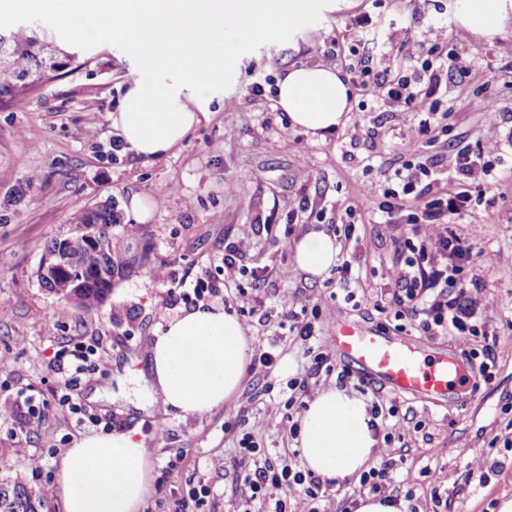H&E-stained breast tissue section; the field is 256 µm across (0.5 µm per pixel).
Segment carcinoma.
<instances>
[{"label":"carcinoma","mask_w":512,"mask_h":512,"mask_svg":"<svg viewBox=\"0 0 512 512\" xmlns=\"http://www.w3.org/2000/svg\"><path fill=\"white\" fill-rule=\"evenodd\" d=\"M42 29L39 22L21 23L8 32H0V98L14 96L37 86L43 79L76 61L78 54L61 48L55 38L47 35L39 38L36 31ZM119 217L112 202L95 208L80 209L66 234V244L74 259V265L82 266L89 242L80 232L81 226L94 224L97 233L107 242V248L96 262L106 274L119 266L123 255L112 241V225ZM86 287L78 292L77 307L92 311L99 307L108 293L112 292L107 281L94 275L85 281ZM0 512H50L47 494L32 491L17 479L0 480Z\"/></svg>","instance_id":"carcinoma-1"}]
</instances>
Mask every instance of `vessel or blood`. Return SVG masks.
I'll list each match as a JSON object with an SVG mask.
<instances>
[{
    "label": "vessel or blood",
    "mask_w": 512,
    "mask_h": 512,
    "mask_svg": "<svg viewBox=\"0 0 512 512\" xmlns=\"http://www.w3.org/2000/svg\"><path fill=\"white\" fill-rule=\"evenodd\" d=\"M329 342L337 354L382 379L396 393L430 397L462 378L453 359L418 357L402 343L361 326L334 323Z\"/></svg>",
    "instance_id": "obj_1"
}]
</instances>
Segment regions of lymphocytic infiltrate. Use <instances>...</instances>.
Returning a JSON list of instances; mask_svg holds the SVG:
<instances>
[{
  "label": "lymphocytic infiltrate",
  "instance_id": "lymphocytic-infiltrate-1",
  "mask_svg": "<svg viewBox=\"0 0 512 512\" xmlns=\"http://www.w3.org/2000/svg\"><path fill=\"white\" fill-rule=\"evenodd\" d=\"M475 51L467 44L444 52L441 44L426 51L420 68L412 76L390 80L386 92L390 102L412 109L420 117L415 139L422 144L434 143L435 105L433 97L443 80L459 74L474 84H486L488 73L475 67ZM497 144H488L484 153L463 152L451 164L460 177L455 181L444 178L442 171L430 172L431 182L438 188L433 196L422 202L419 212L410 214L409 221L417 228L416 239L400 242L403 263L393 271L395 291L391 297L374 299V309L393 310L396 319L415 324L424 332H458L477 335L478 324L472 323V311L466 293L476 287V276L490 265L491 257L476 249L473 243L456 234L449 218L461 214L470 201L471 188L480 186V174L488 173L485 155L496 154ZM91 346L79 343L73 349L57 354V373L64 392L58 402L68 412L78 415L82 409L75 403L70 390L89 370ZM292 414L254 419L240 440L232 462L234 480L253 512H288L287 502L276 498L275 490L294 489L298 492L297 512H320L319 491L322 482L310 473L293 470L289 461L262 455L255 437L273 425H286Z\"/></svg>",
  "mask_w": 512,
  "mask_h": 512
}]
</instances>
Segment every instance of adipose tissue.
Listing matches in <instances>:
<instances>
[{"instance_id": "adipose-tissue-1", "label": "adipose tissue", "mask_w": 512, "mask_h": 512, "mask_svg": "<svg viewBox=\"0 0 512 512\" xmlns=\"http://www.w3.org/2000/svg\"><path fill=\"white\" fill-rule=\"evenodd\" d=\"M314 0H30L52 10L67 31L89 44L119 37L138 46L142 61L124 84L112 126L127 150L157 158L178 148L208 119L212 95L233 72L236 54L226 28L239 41L277 39L307 26ZM512 0H467L466 29L499 31ZM277 106L291 128L325 139L346 124L349 87L338 70L293 66L277 85ZM330 235L306 233L294 246L303 271L322 276L336 264ZM245 329L233 315L199 307L171 320L150 347L147 392L170 410L199 416L224 406L246 370ZM364 400L347 391L318 392L301 422L305 466L322 480L342 482L369 469L378 453ZM152 462L145 446L126 433L80 439L62 462L64 512H140L151 490Z\"/></svg>"}]
</instances>
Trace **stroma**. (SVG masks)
Wrapping results in <instances>:
<instances>
[{
  "instance_id": "obj_1",
  "label": "stroma",
  "mask_w": 512,
  "mask_h": 512,
  "mask_svg": "<svg viewBox=\"0 0 512 512\" xmlns=\"http://www.w3.org/2000/svg\"><path fill=\"white\" fill-rule=\"evenodd\" d=\"M459 7L460 0H351L340 10L314 9L308 28L241 48L235 75L218 90L209 120L161 158L112 148L117 133L110 114L137 65L127 43L83 50L76 63L22 101L0 100V300L10 304L9 315L0 318V355L12 361L0 373V472L46 492L53 512H64L61 461L93 430L77 426L75 416L59 407L53 358L83 342L96 349L93 371L73 386V398L112 432L131 433L151 454L152 490L141 512H170L178 500L186 512H244L239 486L231 473L214 467V459L234 456L247 415L283 410L288 379L304 376L312 394L336 386L335 375L312 371L311 349L345 364L325 336L307 343L282 327L283 305L300 299L315 304L329 322L367 326L426 358L467 359L475 368L491 358L489 382L453 384L430 398L398 397L383 382L356 376L345 388L358 396L377 392L399 408L400 428L382 426L377 434L390 436L396 468L409 471L411 481L393 480L386 495L410 498L418 512H493L501 495L512 496V328L506 324L512 317V111L483 107L490 97L512 102V57L499 52L512 45V21L499 32L476 34L460 24ZM363 18L387 32L410 24L409 43H381L395 76L411 75L423 47L437 42V19L450 22L449 44L475 48L489 81L479 87L455 76L441 87L435 145L414 143L417 114L362 95ZM301 64L334 67L351 89L349 124L322 141L290 128L276 106L278 76ZM490 141L499 147L489 158L496 181L454 221L457 234L493 257L471 291L481 333L429 336L398 324L370 303L379 291L391 290L394 241L411 234L409 226L380 221L395 169L407 161L429 167L440 155L475 152ZM368 186L376 190L370 206L362 196ZM135 196L149 207L145 221H134L129 211ZM109 198L134 228L126 240L128 262L113 271L112 292L100 309L75 307L60 317L61 300L37 277L46 245L69 230L78 208ZM243 224L256 227L254 247L227 282V299L214 305L247 324L250 345L274 343L270 371L245 373L230 401L202 416L147 404L142 375L150 344L169 320L195 306L170 296V283L154 280L153 268L167 262L170 282H225L224 246ZM312 230L335 237L343 250L356 244L347 283L336 273L319 279L290 264L292 243ZM283 264L288 274L281 277L275 270ZM25 397L34 402V414L15 413V400ZM462 448L482 458L484 480L471 476L468 458L458 454ZM32 455L39 468H30Z\"/></svg>"
}]
</instances>
